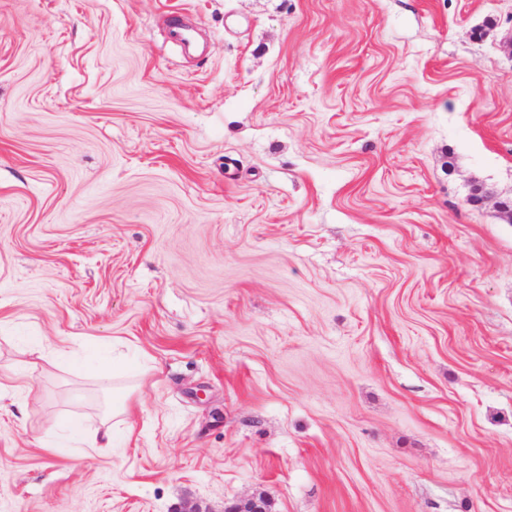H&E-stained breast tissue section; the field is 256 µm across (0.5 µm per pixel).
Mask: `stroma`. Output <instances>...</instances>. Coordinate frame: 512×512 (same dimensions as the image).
<instances>
[{
  "instance_id": "obj_1",
  "label": "stroma",
  "mask_w": 512,
  "mask_h": 512,
  "mask_svg": "<svg viewBox=\"0 0 512 512\" xmlns=\"http://www.w3.org/2000/svg\"><path fill=\"white\" fill-rule=\"evenodd\" d=\"M511 37L512 0H0V512H512ZM128 385L119 443L63 440Z\"/></svg>"
}]
</instances>
